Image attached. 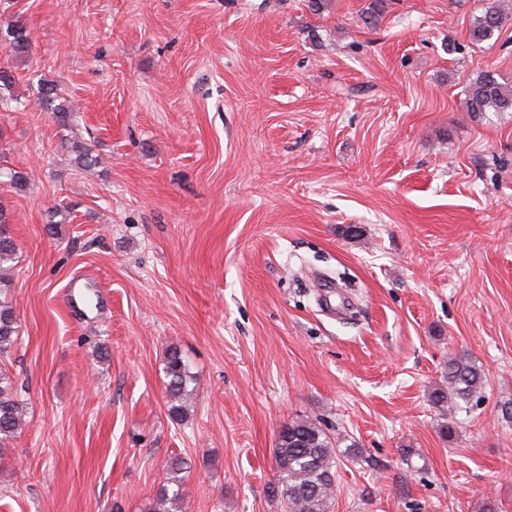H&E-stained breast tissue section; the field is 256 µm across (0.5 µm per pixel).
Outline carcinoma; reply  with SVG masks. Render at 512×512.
Wrapping results in <instances>:
<instances>
[{"instance_id":"carcinoma-1","label":"carcinoma","mask_w":512,"mask_h":512,"mask_svg":"<svg viewBox=\"0 0 512 512\" xmlns=\"http://www.w3.org/2000/svg\"><path fill=\"white\" fill-rule=\"evenodd\" d=\"M512 20V0H492L477 16L470 28V40L478 44L491 39ZM10 47L21 52L30 46V31L26 25H16L7 32ZM467 111L512 112V87L501 82L490 71L480 72L465 87ZM37 104L54 108L57 121L64 123L68 116L60 103L57 88L51 84L41 88ZM8 217L0 208V281L11 277L16 244L8 234ZM18 340L15 311L7 302H0V359L8 357ZM166 395L169 413L175 419L187 416L194 399L195 379L180 350H167L164 363ZM486 383L484 370L467 354L448 357L444 384L435 388L430 401L441 415L452 418L462 404ZM23 421V406L13 388L11 377L0 367V455L16 438ZM339 448L332 446L329 436L319 422L300 418L285 426L275 448L277 480L271 487V497L283 512H330L336 493L335 471ZM186 462L181 457L170 458L165 477L147 512H182V486Z\"/></svg>"}]
</instances>
